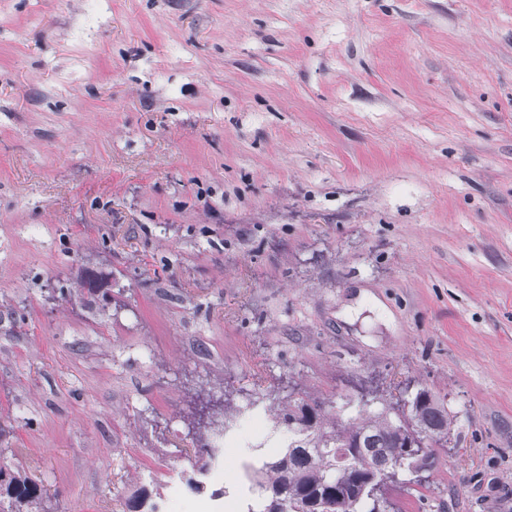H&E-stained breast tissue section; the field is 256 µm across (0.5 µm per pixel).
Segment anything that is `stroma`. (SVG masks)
<instances>
[{"label": "stroma", "mask_w": 512, "mask_h": 512, "mask_svg": "<svg viewBox=\"0 0 512 512\" xmlns=\"http://www.w3.org/2000/svg\"><path fill=\"white\" fill-rule=\"evenodd\" d=\"M420 388L404 512H512V0H0V427L51 512L145 468L198 512L200 404Z\"/></svg>", "instance_id": "obj_1"}]
</instances>
